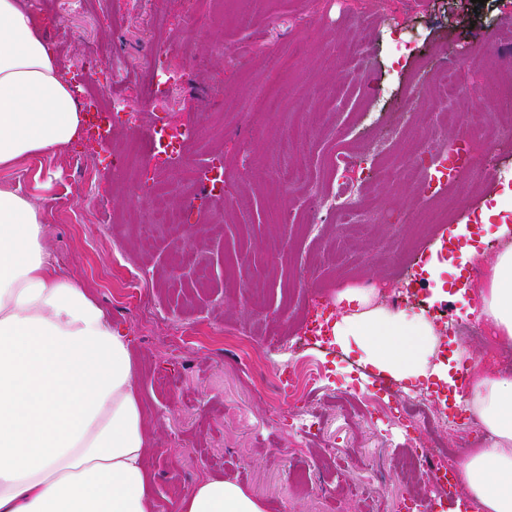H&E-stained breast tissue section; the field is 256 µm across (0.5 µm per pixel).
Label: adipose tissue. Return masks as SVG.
<instances>
[{
	"instance_id": "adipose-tissue-1",
	"label": "adipose tissue",
	"mask_w": 512,
	"mask_h": 512,
	"mask_svg": "<svg viewBox=\"0 0 512 512\" xmlns=\"http://www.w3.org/2000/svg\"><path fill=\"white\" fill-rule=\"evenodd\" d=\"M83 113L59 76L27 0H0V169L70 146ZM484 269L477 319L512 350V226ZM41 205L0 185V512H154L149 429L125 334L57 273ZM332 326L336 345L404 382L447 378L424 313L371 306L356 290ZM484 443L456 461L479 512H512V377L476 367L465 400ZM170 512H266L235 480L180 492Z\"/></svg>"
}]
</instances>
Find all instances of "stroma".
I'll use <instances>...</instances> for the list:
<instances>
[{"mask_svg": "<svg viewBox=\"0 0 512 512\" xmlns=\"http://www.w3.org/2000/svg\"><path fill=\"white\" fill-rule=\"evenodd\" d=\"M54 51L58 72L79 102L95 109L113 98L135 103L142 123L113 119L108 139L84 133L57 152L0 170V184L38 199L57 271L81 284L126 331L138 360L137 383L152 440L155 512H170L180 491L209 478L236 479L267 512H397L401 497L431 495V482L404 471L406 447L390 403H407L402 385L383 393L357 353L306 343L303 324L339 292H369L387 305L397 288H413V312L425 311L444 344L439 359L449 381L473 363L512 376V352L458 339L477 284L472 248L490 260L503 242L494 235L501 202L512 194V158L467 185L465 212L425 224L416 185L379 182L375 144L396 128L409 141L450 144L504 111L512 92L456 101L458 119L433 132L431 113L411 102L430 98L435 70L452 67L459 83L486 84L489 38L512 56V0H30ZM360 41L358 60L329 47ZM106 50L109 67L83 74L88 48ZM168 52L179 80L171 107L139 95L146 48ZM124 79L113 83L112 70ZM278 82L282 109L264 115L251 103ZM325 115L306 155L313 187L332 191L351 182L369 195L372 224L361 235L333 221H310V197L280 186V143L305 124L311 109ZM187 130L184 145L155 162L154 178L173 190L171 206L189 226L157 233L142 244L147 212L138 202L137 163L128 144L145 128ZM223 167L220 191L178 190L184 171L204 161ZM397 215L399 224L388 223ZM348 259L329 260L336 248ZM224 254V274L198 282L178 276L180 264ZM139 276L133 296L112 280L114 262ZM439 269L432 279L431 269ZM289 362L295 397L273 386L272 366ZM421 448L453 455L477 445L468 426L447 433L431 418L416 433Z\"/></svg>", "mask_w": 512, "mask_h": 512, "instance_id": "stroma-1", "label": "stroma"}]
</instances>
